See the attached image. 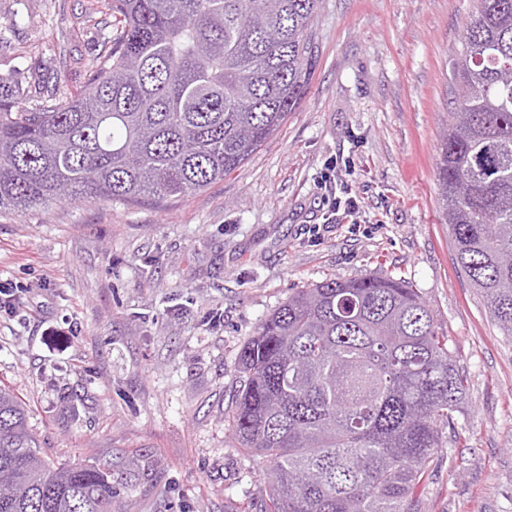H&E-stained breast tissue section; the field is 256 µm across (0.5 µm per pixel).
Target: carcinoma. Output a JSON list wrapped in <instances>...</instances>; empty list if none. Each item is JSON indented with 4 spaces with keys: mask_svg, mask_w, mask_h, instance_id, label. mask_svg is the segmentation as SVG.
<instances>
[{
    "mask_svg": "<svg viewBox=\"0 0 512 512\" xmlns=\"http://www.w3.org/2000/svg\"><path fill=\"white\" fill-rule=\"evenodd\" d=\"M321 0H112L88 83L32 107L0 84V213L179 198L240 169L305 98ZM436 180L456 259L512 337V0H477ZM229 416L267 462L264 512H414L465 394L402 278L297 289L238 355ZM112 458L46 459L0 387V512H114Z\"/></svg>",
    "mask_w": 512,
    "mask_h": 512,
    "instance_id": "obj_1",
    "label": "carcinoma"
}]
</instances>
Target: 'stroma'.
<instances>
[{
    "label": "stroma",
    "instance_id": "obj_1",
    "mask_svg": "<svg viewBox=\"0 0 512 512\" xmlns=\"http://www.w3.org/2000/svg\"><path fill=\"white\" fill-rule=\"evenodd\" d=\"M109 0H0V83L83 85ZM475 0H322L308 94L209 189L0 214V385L54 460L120 461L117 512H261L228 417L237 355L294 289L404 277L468 376L418 512H512V338L457 266L435 180ZM357 198L333 212L331 197Z\"/></svg>",
    "mask_w": 512,
    "mask_h": 512
}]
</instances>
